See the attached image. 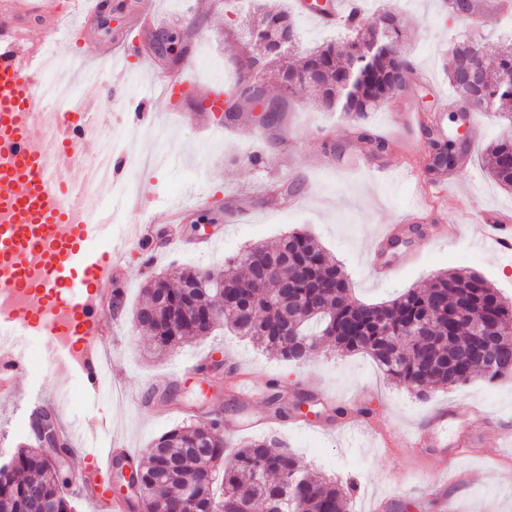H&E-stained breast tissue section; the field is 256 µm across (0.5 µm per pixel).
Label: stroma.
Masks as SVG:
<instances>
[{"mask_svg":"<svg viewBox=\"0 0 512 512\" xmlns=\"http://www.w3.org/2000/svg\"><path fill=\"white\" fill-rule=\"evenodd\" d=\"M157 13L156 31L139 44L126 41L127 27L138 17L143 2ZM101 14L90 21L75 44L55 40L56 50L75 58L77 67L98 76L77 81L80 99L98 114V128L81 143L86 164H94L112 134H119L127 153L160 152L163 162L148 168L125 167L120 183L143 196L147 205L121 212L119 232L139 225L162 227L165 211L181 209L185 218L181 237L220 240L210 254L184 251L164 256L162 243L125 241L123 265L101 288L110 297L114 285L126 294L123 312L104 311L108 330L106 350L117 374L98 390H86L79 376L57 370L45 352L42 337H32L28 353L34 362L16 382L14 395L0 396V449L12 450L20 424L32 411L30 396L40 397L79 436L70 439L74 453L69 467L75 479L69 492L77 512H99L76 484L85 472L80 442L94 448L131 449L141 454L164 432L189 423L177 405L148 400V388L160 378L170 380L177 395L201 385L200 373L183 374L193 357L232 358L259 387L277 381L285 395L298 391L319 393L317 415L281 421L265 399H244L237 388H225L219 401L232 440L244 439L235 422L250 417L264 420V433L283 440L312 471L339 483H353L349 512H512V377L487 380L475 377L460 387L440 388L429 398L392 383L366 354L317 350L309 361L296 365L278 360L248 340L217 328L211 335L188 342L165 355L143 351L146 337L133 322L142 289L153 277L180 265L200 271L223 267L225 258L252 244L275 245L293 229L311 233L342 264L351 297L365 304L396 298L411 288L427 286L443 271L480 274L502 296L512 300V258L476 247L479 218L485 210L512 216V193L489 176L483 154L498 139L503 121L495 115H474L475 132L466 134L455 169L427 174L419 161L428 151L420 125H394L392 112L414 108L419 115L442 119L445 135L453 137L460 125L458 112L449 108L456 96L448 83L446 65L455 44L472 38L489 53L512 41V11L489 26L476 20L461 22L446 0H364L366 25L391 10L400 20L402 48L413 63L407 88L394 90L362 125L392 141L384 157H376L370 141L353 133L354 121L343 112L321 107L309 95L292 97L281 122L261 123L258 109L242 108L228 122L216 112L199 109L201 92L173 103V114H161L157 126L142 128L133 121L129 103L143 79H158L194 65L198 79L228 88L237 76L240 59L238 30L252 16L241 0H102ZM297 28L291 61L324 42L345 37L344 27H325L302 13V0H281ZM175 32L182 51L158 54L157 33ZM210 157L200 170L195 156ZM413 180H406V172ZM291 187L282 195L281 186ZM413 211L414 231H402V244L378 249L380 229L398 225L403 212ZM434 224H455L456 238L431 232ZM156 255L146 264L147 255ZM444 402L464 403L483 415L477 432L482 442L476 453L451 458L459 431L449 422L437 438L427 439L420 452L407 441L428 409ZM371 407L366 422L336 418V406Z\"/></svg>","mask_w":512,"mask_h":512,"instance_id":"35a3bbf8","label":"stroma"}]
</instances>
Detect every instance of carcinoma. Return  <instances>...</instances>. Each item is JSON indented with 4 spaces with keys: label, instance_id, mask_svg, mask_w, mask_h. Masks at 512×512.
Segmentation results:
<instances>
[{
    "label": "carcinoma",
    "instance_id": "cac0c4a2",
    "mask_svg": "<svg viewBox=\"0 0 512 512\" xmlns=\"http://www.w3.org/2000/svg\"><path fill=\"white\" fill-rule=\"evenodd\" d=\"M257 17L276 35L296 36L291 16L271 4L258 7ZM342 42H326L312 50L300 67L281 63L267 52L269 35L249 27L246 46L268 59L271 73L284 91L271 96L264 79L253 75L257 59L247 57L230 89L231 120L241 106H262V121L272 126L286 111L288 96L312 89L321 106L357 118L381 108L393 91L394 73L411 68L405 56L392 50L373 56L358 53V45L374 38L362 19L350 23ZM472 40L456 44L448 64V80L464 103L490 105L512 127V85L500 75L512 71V43L485 64L476 87L460 76L459 59L482 57ZM429 146L442 165L453 164L456 147L425 126ZM488 169L494 180L512 191V131L488 149ZM231 287L219 291L218 281ZM347 275L309 233L294 230L273 249L251 245L224 261L217 273L182 268L155 277L144 289L136 311L140 328L153 349L179 348L194 338L224 326L260 348L274 351L293 364L305 362L324 346L342 353L369 355L390 380L413 388L425 398L435 387L461 385L481 375L489 380L512 376V345L497 369L489 370L475 352L468 331L448 330V315L466 311L470 322L512 326V301L476 273L437 275L423 289L411 288L396 299L368 305L348 297ZM414 324L423 325L416 342H400ZM267 404L288 419L279 384L268 385ZM275 440L256 437L231 443L224 438L220 411L204 425L178 426L155 440L144 455L132 460L141 475V497L158 512H345L353 486L310 473L295 453ZM68 474L46 458L44 436L31 430L15 451L0 461V512H34V494L54 502L57 512H75L68 492Z\"/></svg>",
    "mask_w": 512,
    "mask_h": 512
}]
</instances>
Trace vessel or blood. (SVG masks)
<instances>
[{
    "label": "vessel or blood",
    "instance_id": "vessel-or-blood-1",
    "mask_svg": "<svg viewBox=\"0 0 512 512\" xmlns=\"http://www.w3.org/2000/svg\"><path fill=\"white\" fill-rule=\"evenodd\" d=\"M40 0H8L0 13V391L13 390L26 365L20 353L33 336L43 337L46 352L64 372H78L85 385L97 388L104 374L100 359L99 287L117 269L118 235L111 217L96 223H74L64 200L82 193L83 185L68 175L83 164L79 143L91 128L92 112L76 100L56 112L52 127L56 148L46 152L34 145L31 109L44 87L28 72L26 35L17 18L40 13ZM359 0H326L314 17L324 25L344 24L357 17ZM192 68L170 79L146 85L142 100L154 110L137 115L151 123L173 97L197 90ZM483 241L503 254L512 253V224L498 212L484 215ZM24 295V307L13 306ZM458 405H443L423 420L419 436L430 437Z\"/></svg>",
    "mask_w": 512,
    "mask_h": 512
}]
</instances>
